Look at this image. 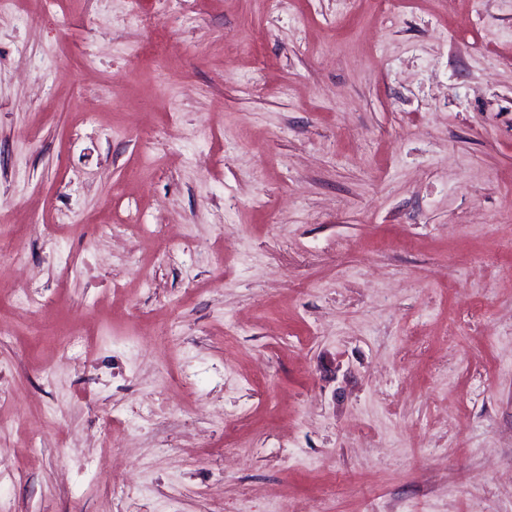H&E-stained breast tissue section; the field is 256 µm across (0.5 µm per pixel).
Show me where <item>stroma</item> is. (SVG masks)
Wrapping results in <instances>:
<instances>
[{"label":"stroma","instance_id":"35a3bbf8","mask_svg":"<svg viewBox=\"0 0 512 512\" xmlns=\"http://www.w3.org/2000/svg\"><path fill=\"white\" fill-rule=\"evenodd\" d=\"M0 8V512H512V0Z\"/></svg>","mask_w":512,"mask_h":512}]
</instances>
